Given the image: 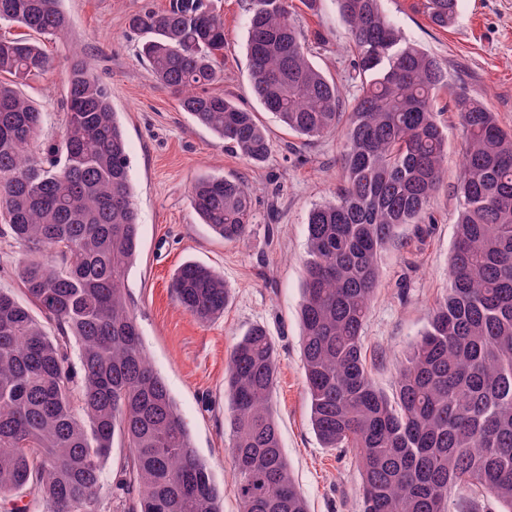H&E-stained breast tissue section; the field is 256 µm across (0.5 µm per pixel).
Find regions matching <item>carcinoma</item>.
<instances>
[{"instance_id":"cac0c4a2","label":"carcinoma","mask_w":512,"mask_h":512,"mask_svg":"<svg viewBox=\"0 0 512 512\" xmlns=\"http://www.w3.org/2000/svg\"><path fill=\"white\" fill-rule=\"evenodd\" d=\"M61 0H0V22L43 37L69 28ZM381 0H337L360 80L351 112L309 59L288 0H251V92L294 134L342 131V182L307 217L302 367L313 428L326 448H354L361 512H512V131L463 92L452 99L465 138L456 182L463 200L449 288L413 341L395 392L366 369L363 329L379 259L403 224H422L446 177L448 135L432 100L444 74L407 42ZM451 25L458 0H426ZM140 55L182 109L250 164L272 152L267 131L233 99L203 94L221 76L224 19L203 0H170L129 19ZM56 59L27 38L0 36V236L19 248L18 278L54 327L0 290V512H99L102 464L129 449L115 488L123 512H222L224 488L200 458L164 380L145 353L126 293L140 247L124 132L109 88L71 55L59 141L39 140L42 111L17 84ZM202 222L226 242L246 239L251 190L205 175L189 190ZM170 288L201 322L224 314V276L184 263ZM78 343V363L68 344ZM278 360L255 326L230 355L227 419L241 512H307L281 447L270 400Z\"/></svg>"}]
</instances>
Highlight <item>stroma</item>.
I'll return each mask as SVG.
<instances>
[{
  "mask_svg": "<svg viewBox=\"0 0 512 512\" xmlns=\"http://www.w3.org/2000/svg\"><path fill=\"white\" fill-rule=\"evenodd\" d=\"M224 19L223 82L214 93L256 112L273 150L261 165L225 152L223 143L195 123L178 97L158 84L138 54L128 19L144 7L161 10L169 0H63L70 20L62 40L44 41L58 61L27 80L20 92L44 113L40 140L59 141L70 46H78L112 92V104L128 144L133 199L141 224L139 255L127 279L146 354L165 381L199 456L224 488V512H240L232 486L230 435L224 424V383L234 343L264 326L278 354L279 376L270 407L283 451L308 512H361V475L355 449L323 447L310 421L301 362V305L309 210L332 200L339 182L340 138L305 139L288 132L250 92L246 50L249 0H205ZM311 48V59L350 104L359 82L351 64L350 36L336 0H288ZM384 13L412 43L437 57L447 87L432 105L448 133L447 183L428 206L425 224L402 225L379 261V288L363 332L372 381L392 394L410 343L426 326L448 285V263L460 199L455 191L463 129L452 106L457 90L482 101L512 129V0H459L456 21L434 26L425 0H382ZM235 178L256 189L250 232L233 244L202 224L188 190L200 176ZM187 261L224 276L230 290L223 316L201 323L178 308L170 282Z\"/></svg>",
  "mask_w": 512,
  "mask_h": 512,
  "instance_id": "1",
  "label": "stroma"
}]
</instances>
